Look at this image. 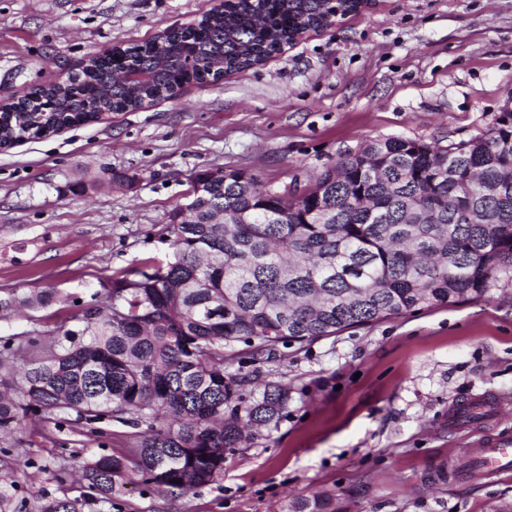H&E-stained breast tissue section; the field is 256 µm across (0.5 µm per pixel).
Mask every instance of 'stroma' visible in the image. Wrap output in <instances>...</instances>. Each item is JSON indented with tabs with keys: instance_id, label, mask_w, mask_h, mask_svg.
I'll return each instance as SVG.
<instances>
[{
	"instance_id": "obj_1",
	"label": "stroma",
	"mask_w": 512,
	"mask_h": 512,
	"mask_svg": "<svg viewBox=\"0 0 512 512\" xmlns=\"http://www.w3.org/2000/svg\"><path fill=\"white\" fill-rule=\"evenodd\" d=\"M218 0H0V99L67 80L88 55L142 44ZM512 100V0H378L261 65L187 84L173 99L0 149V295L46 287L65 304L0 316V336H47L117 272L163 259L159 234L201 171L243 169L298 194L366 142L445 146L494 127ZM246 370L286 384L288 409L224 462L220 483L172 497L128 486L83 512H285L325 492L338 512H512V475L475 480L459 460L477 435L452 427L462 397L497 402L512 432V284L278 347ZM76 442L37 421L10 478L26 512L75 498L60 467L130 446L129 429Z\"/></svg>"
}]
</instances>
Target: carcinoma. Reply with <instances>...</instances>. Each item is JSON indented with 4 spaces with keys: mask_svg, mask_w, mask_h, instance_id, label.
Instances as JSON below:
<instances>
[{
    "mask_svg": "<svg viewBox=\"0 0 512 512\" xmlns=\"http://www.w3.org/2000/svg\"><path fill=\"white\" fill-rule=\"evenodd\" d=\"M334 0H234L221 20L170 28V64L151 93L172 99L191 81L221 79L208 67L257 64L292 43L295 19L324 28ZM150 71L156 54L126 48ZM59 90L36 88L0 112L20 136L40 137L98 112H121L142 94L112 79V57H88ZM512 112L490 134L448 146L390 137L340 158L316 191L290 196L239 169L206 170L194 212L175 210L162 240L171 257L136 277L101 286L104 299L53 336L0 338V439L33 420L69 423L80 436L132 429L131 448L84 464V491L51 499L41 512L112 505L127 486L172 496L217 484L224 460L277 426L288 387L259 373L226 374L279 345L323 337L460 299L490 297L512 281ZM57 290L0 297V312L45 308ZM30 360L15 392L18 353ZM16 459L0 449V512H23L4 471ZM287 512H336L331 497L289 501Z\"/></svg>",
    "mask_w": 512,
    "mask_h": 512,
    "instance_id": "cac0c4a2",
    "label": "carcinoma"
}]
</instances>
